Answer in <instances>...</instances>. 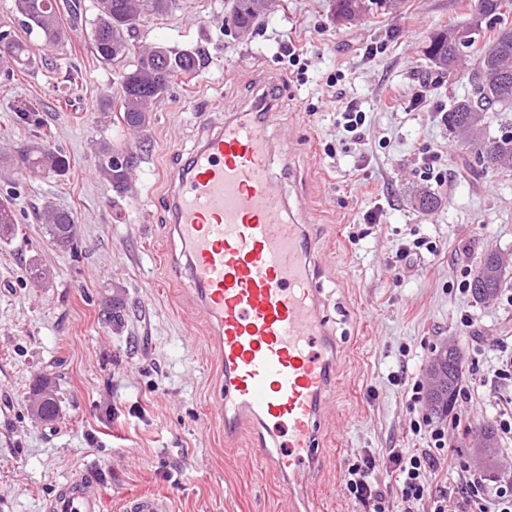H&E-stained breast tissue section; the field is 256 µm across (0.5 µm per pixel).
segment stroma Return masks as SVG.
Listing matches in <instances>:
<instances>
[{
    "label": "stroma",
    "mask_w": 512,
    "mask_h": 512,
    "mask_svg": "<svg viewBox=\"0 0 512 512\" xmlns=\"http://www.w3.org/2000/svg\"><path fill=\"white\" fill-rule=\"evenodd\" d=\"M229 2L176 0L171 13L138 25L136 44L201 46L208 61L172 85L136 143L122 124L99 120L119 69L96 59L86 19L60 45L37 50V68L0 69V136L12 134L15 106L32 105L69 160L64 176L33 182L0 171V200L18 221L14 239L0 241V512H47L64 479L90 467L104 483L106 512L137 492L166 496L171 512H291L277 475L250 445V426L228 440L213 419L218 350L193 292L163 268L179 251L165 202L169 174L222 121L218 106L245 99L261 66L281 83L268 133L290 156L271 172L302 201L320 241L325 313L342 350L321 425L326 453L308 488L317 512H356L341 492L348 461L425 447L412 423L431 411L427 401L411 403V387L428 386L443 345L455 343L485 376H463L471 398L456 401L453 413L477 424L512 410V383L493 377L503 348L512 349V273L486 302L464 288L486 252L512 261V173L460 179L455 136L437 114L467 87L424 88L417 79L430 35L469 25L475 0H400L396 11L344 25L329 0H278L245 34L226 27ZM292 45L304 50L300 79L288 62ZM421 90L424 107L411 108ZM340 97L366 113L358 139L336 125ZM102 140L131 146L141 186L117 193L98 176L94 145ZM424 146L442 150L445 183L420 177ZM420 190L438 196L437 209L412 205ZM49 201L78 222L77 253L45 236L38 213ZM371 208L379 223H364ZM417 242L425 245L419 258L401 267L398 248ZM34 259L49 270L39 284L27 275ZM106 297L120 306L123 327L99 321ZM45 377L56 379L61 397L49 424L28 412L32 387Z\"/></svg>",
    "instance_id": "stroma-1"
}]
</instances>
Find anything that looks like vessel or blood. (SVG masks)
<instances>
[{
  "instance_id": "b4317fda",
  "label": "vessel or blood",
  "mask_w": 512,
  "mask_h": 512,
  "mask_svg": "<svg viewBox=\"0 0 512 512\" xmlns=\"http://www.w3.org/2000/svg\"><path fill=\"white\" fill-rule=\"evenodd\" d=\"M270 89L208 131L173 178L167 200L189 287L214 336L224 381L214 416L226 436L242 419L258 425L253 446L284 439L274 461L288 488L317 462L323 398L338 347L316 284V239L269 175L276 119ZM103 483L84 472L63 482L48 512H103ZM121 512H169L162 497H126Z\"/></svg>"
}]
</instances>
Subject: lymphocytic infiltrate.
I'll use <instances>...</instances> for the list:
<instances>
[{"instance_id": "1", "label": "lymphocytic infiltrate", "mask_w": 512, "mask_h": 512, "mask_svg": "<svg viewBox=\"0 0 512 512\" xmlns=\"http://www.w3.org/2000/svg\"><path fill=\"white\" fill-rule=\"evenodd\" d=\"M469 425V420L460 417L445 427L428 424L424 427L427 447L391 448L380 457L363 454L347 467L345 494L359 512H389L392 493L407 507L422 512H512V481L490 483L460 450L450 446L454 433ZM443 465L448 468V484L437 491L428 476ZM380 467L395 473V489L383 488L376 481L374 473Z\"/></svg>"}]
</instances>
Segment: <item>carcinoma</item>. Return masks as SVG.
I'll return each mask as SVG.
<instances>
[{
  "mask_svg": "<svg viewBox=\"0 0 512 512\" xmlns=\"http://www.w3.org/2000/svg\"><path fill=\"white\" fill-rule=\"evenodd\" d=\"M395 0H332V12L340 22L350 21L371 10V6L389 9ZM175 0H92L93 34H102L95 42V53L102 63L125 62L118 89V120L130 131L143 133L150 126L152 109L167 93L178 78L196 72L205 60L201 49L176 50L165 48L166 58L161 59L155 49L144 50L134 43V32L143 13L151 11L163 15ZM276 0H231L225 24L239 32L253 28L267 15ZM476 17L471 26L468 46L475 44V35L490 29L493 35L483 47L477 49L474 67L469 73L460 69L461 57L453 50L455 31L440 30L433 33L425 54L429 63L425 79L440 84L454 85L467 79L468 90L454 101L446 112L444 122L448 129L460 137V149L466 160L461 175L474 179L485 173L481 158L486 151V141H499L497 170L512 169V90L501 85L500 79L512 83V0H477ZM14 23L24 36L9 30L12 48L0 50V62L21 69L36 67L33 47H49L67 37V30L56 0H13ZM497 124L500 134L490 133L491 124ZM17 125L30 136L15 141L12 152L0 155V164L16 169L22 175L62 176L69 167L64 152L55 144L52 134L41 131L37 111L32 107L19 111ZM132 153L127 148H116L110 142L99 143L98 173L109 184L124 185L129 181ZM49 241L59 250L74 248L78 239V225L71 212L51 203L44 205L38 214ZM17 220L8 205L0 202V241L10 240L16 233ZM507 270L478 267L470 281L471 292L478 284L487 285V292L478 297L484 300L495 295L506 277ZM448 351L441 350L433 364L441 366L442 383L430 392L429 403L436 413L446 414L455 402L458 385L465 371L464 355H458L457 364H450ZM59 388L48 380L38 384L36 396L41 400L38 419L45 423L56 420Z\"/></svg>",
  "mask_w": 512,
  "mask_h": 512,
  "instance_id": "cac0c4a2",
  "label": "carcinoma"
}]
</instances>
